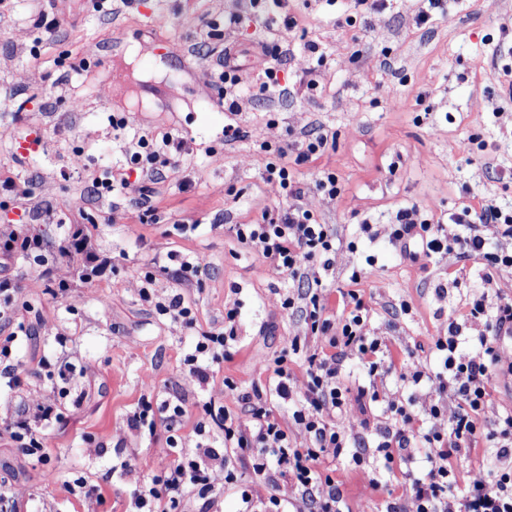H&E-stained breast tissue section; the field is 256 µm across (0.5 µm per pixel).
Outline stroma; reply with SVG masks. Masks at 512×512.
Masks as SVG:
<instances>
[{
    "label": "stroma",
    "mask_w": 512,
    "mask_h": 512,
    "mask_svg": "<svg viewBox=\"0 0 512 512\" xmlns=\"http://www.w3.org/2000/svg\"><path fill=\"white\" fill-rule=\"evenodd\" d=\"M425 0H393L380 13H366L353 0H288L294 28L266 31L254 0H106L88 12L84 0H53L49 17L59 22L52 41L38 43V30L20 0H0V182L16 181L29 196H0V226L25 220L45 246L42 257L7 265L18 285L11 306L14 325L30 335L17 349L14 378L0 377V419L51 395L55 378L43 360L67 353L82 366L80 403L64 399L61 417L47 430L46 466H32L0 426V486L17 489L16 512H85L86 503L66 488L81 478L96 483L114 461H127L106 486L95 512H130L135 490L150 481L164 459L168 433L131 430L126 418L145 401L181 397L187 415L180 430L193 428L207 401L237 408V393L267 382L263 367L286 356L298 385H305L302 354L306 321L282 307L288 279L233 237L232 224H253L278 206L274 186L260 178L261 142L288 146L325 131L334 144L299 166L308 190L304 204L336 230V261L324 280L329 313L341 319L343 291L357 290L371 312L367 330L393 341L397 363H408L416 345L448 333L449 318L474 336L483 321L467 320L468 302L480 293L482 259L426 257L389 238L398 209L413 204L445 216L487 200L512 206V101L501 94L503 74L492 51L512 49V0H449L445 16L419 24ZM241 18L239 26L229 15ZM212 33L201 43L200 29ZM320 44L325 55L319 86L300 91L308 65L302 47ZM141 60L126 69L122 85L103 83L101 71L122 65L129 46ZM228 57L244 66L249 80L241 112L222 110L223 85L207 80V60ZM85 60L76 80L92 92L71 93L62 65ZM280 63L295 93L287 99L259 93L261 68ZM126 117L142 133L169 131L183 138L186 152L178 176L151 184L157 220H140L137 192L94 196L95 175H119L127 166L124 142L112 131L113 117ZM243 130L228 143L225 125ZM33 138L36 150L19 142ZM323 169L343 187L331 200L311 184ZM187 186H179V178ZM83 218L112 270L67 296L48 290L43 260L76 218ZM378 231L361 233L362 222ZM198 260L191 280L176 283L164 268L169 254ZM373 265H366L367 256ZM156 276V300L181 292L202 331H222L224 315L236 309L232 357L213 366L214 378L200 386L185 358L195 338L180 324L142 301L139 275ZM359 281H352L353 272ZM66 336L59 347L57 336ZM233 382L236 394L224 391ZM415 460L392 470L366 462L342 473L350 512H384L387 502L402 512L412 507L401 483ZM379 486H372L371 477Z\"/></svg>",
    "instance_id": "1"
}]
</instances>
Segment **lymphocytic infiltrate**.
<instances>
[{"label": "lymphocytic infiltrate", "instance_id": "1", "mask_svg": "<svg viewBox=\"0 0 512 512\" xmlns=\"http://www.w3.org/2000/svg\"><path fill=\"white\" fill-rule=\"evenodd\" d=\"M329 144L321 134L278 150L275 160L266 162L263 179L277 187L287 206L264 211L260 222L234 224L230 230L250 251L294 282L303 283L300 292L285 296L286 309L304 313L316 342L304 355L306 384L297 389L284 358H276L269 382L239 395V410L207 402L204 417L195 426L191 450H183L179 431L186 416L182 399L163 400L156 408L169 433L170 448L151 482L134 494L137 512H173L190 496L203 495L214 505L226 486L236 483L238 470H251L256 487L240 490V512H344L342 482L336 462L362 465L353 450L352 418L366 413L369 404L383 402L384 428L375 445V459L392 465L404 459L408 450L424 455V474L406 473L404 484L410 492L414 512H512V409L489 416L494 381L502 372H512L501 350L512 340V299L500 298L494 310H486L484 298L471 303L470 313L487 314L486 328L474 338V349L460 350L462 326L448 323L447 335L430 346L439 360L432 368L417 360L406 373L412 386L429 389L431 400L422 411L413 403L381 398L365 388L351 392L342 376L347 354L357 356L370 381H377L395 367L392 341L369 335L366 329L370 308L356 290L341 295L345 316L332 322L327 315V292L321 272L329 270L336 255V233L332 225L320 223L301 203L297 163L323 154ZM184 149L182 138L166 132L160 135L133 134L126 142L129 169L135 179L102 181L106 191L130 189L132 183L167 178L176 170V159ZM460 225L449 234L448 224ZM512 239V208L492 201L480 209L463 208L448 221H435L424 209L413 205L400 209L389 237L400 244L420 238L427 255L453 253L460 258L485 259L493 271L512 269V251H489L486 227ZM57 255L83 283L111 267L110 256L92 251L83 225L65 232ZM486 276L484 288L495 285ZM236 310L224 316L223 332L201 333L194 354L186 364L199 384H209V357L224 347L234 333ZM288 407L290 419L276 414V405ZM55 416L51 403L37 405L34 414L17 415L8 429L23 456L31 462L47 461L45 430ZM483 447L479 471L466 486H459L455 464L472 448Z\"/></svg>", "mask_w": 512, "mask_h": 512}]
</instances>
